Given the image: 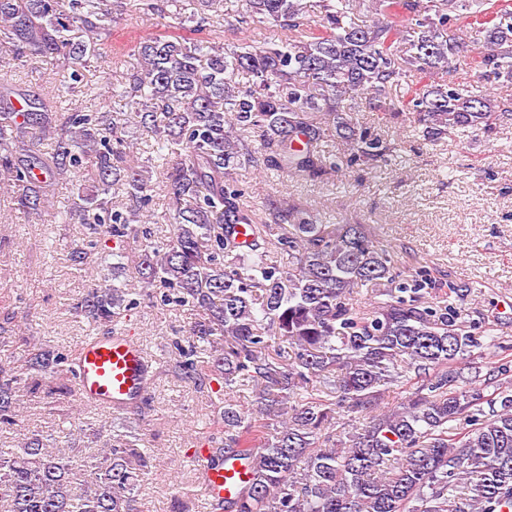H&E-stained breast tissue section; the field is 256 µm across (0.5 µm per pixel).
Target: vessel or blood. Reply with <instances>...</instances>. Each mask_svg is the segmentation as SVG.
Returning a JSON list of instances; mask_svg holds the SVG:
<instances>
[{
    "mask_svg": "<svg viewBox=\"0 0 512 512\" xmlns=\"http://www.w3.org/2000/svg\"><path fill=\"white\" fill-rule=\"evenodd\" d=\"M152 369L141 347L122 333L86 341L75 368V384L80 395L101 407L120 410L134 399L146 396ZM200 483L209 504L233 498L244 472L234 462L212 468L204 454H197Z\"/></svg>",
    "mask_w": 512,
    "mask_h": 512,
    "instance_id": "b4317fda",
    "label": "vessel or blood"
}]
</instances>
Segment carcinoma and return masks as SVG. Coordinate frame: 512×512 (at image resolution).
Listing matches in <instances>:
<instances>
[{
	"mask_svg": "<svg viewBox=\"0 0 512 512\" xmlns=\"http://www.w3.org/2000/svg\"><path fill=\"white\" fill-rule=\"evenodd\" d=\"M122 0H0V67L37 71L56 63L52 103L76 92L80 70L108 50ZM378 18L359 24L360 0H243L233 29L268 24L273 38L217 43L205 36L223 0H129L163 20L166 31L140 42L128 81L115 79L104 110L50 109L18 117L0 98V191L22 214L53 211L60 224H86L122 243L144 241L135 265L142 292L161 285L160 301L201 312L188 347L176 344L184 377L203 383L194 357L208 356L224 391L255 390L252 408L220 398L222 458L245 471L221 512H512V367H491L484 382L457 366L478 339L457 321L465 289L428 299L433 278L395 271L393 253L360 224H327L288 211L261 224L241 203L235 170L319 177L336 156L316 145L329 132L350 164L390 153L383 139L353 123L366 104L406 112L434 138L452 129L489 128L497 118L488 94L433 77L457 69L466 46L448 33L463 19L482 37L476 67L486 80L512 84V0H376ZM404 18L402 27L386 21ZM192 24L194 39L179 30ZM406 48H401L402 44ZM246 75V84L238 80ZM407 84V96L387 100ZM138 129L153 139L144 158ZM259 134V144L251 135ZM49 142L43 159L34 156ZM90 161L96 185L55 207V186ZM165 171L167 207L151 208L149 169ZM169 223L165 242L152 225ZM245 225L249 238L238 241ZM288 255V266L278 257ZM380 285L371 308L357 296ZM127 291L93 288L75 313L110 330ZM280 343L293 349L283 361ZM52 349L31 354L19 374L0 369V422L21 393L57 377ZM73 373V370L66 371ZM412 382L398 406L380 409L384 388ZM369 421L336 438L343 416ZM154 449L123 434L102 456L51 451L32 433L15 448L0 445V512H140L137 496Z\"/></svg>",
	"mask_w": 512,
	"mask_h": 512,
	"instance_id": "1",
	"label": "carcinoma"
}]
</instances>
